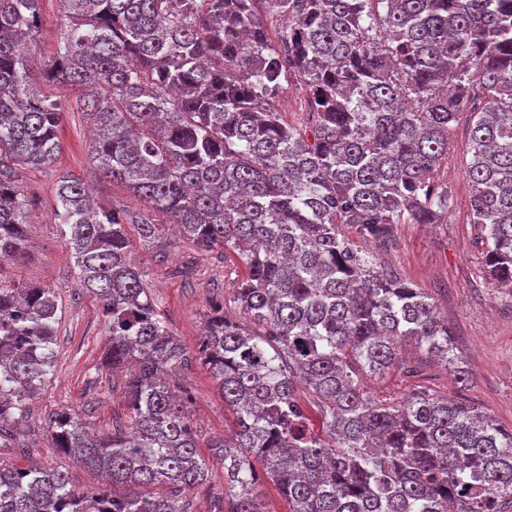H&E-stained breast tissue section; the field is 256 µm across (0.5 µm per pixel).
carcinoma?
I'll use <instances>...</instances> for the list:
<instances>
[{
    "mask_svg": "<svg viewBox=\"0 0 512 512\" xmlns=\"http://www.w3.org/2000/svg\"><path fill=\"white\" fill-rule=\"evenodd\" d=\"M40 2L0 0V262L27 255L21 172L61 150L65 103L33 87L24 54ZM60 2L67 30L45 82L82 92L98 169L141 204L106 208L63 175L53 209L102 310V365L125 371L126 423L99 433L73 408L55 413L54 447L101 487L0 462V512H190L212 474L193 397L173 382L194 361L234 416L211 445L224 467L211 512H268L262 475L288 512H504L512 427L425 391L388 405L364 389L420 374L402 359L409 339L430 363L457 359L430 296L355 239L385 251L397 225L448 213L440 173L467 112L473 223L488 279L512 296V0ZM262 5L287 20L275 42ZM290 75L309 90L299 125L274 106ZM127 224L146 243L173 224L193 259L246 266L195 349L156 311ZM57 328L55 289L0 283V448L53 372ZM152 485L163 493L140 492Z\"/></svg>",
    "mask_w": 512,
    "mask_h": 512,
    "instance_id": "1",
    "label": "carcinoma"
}]
</instances>
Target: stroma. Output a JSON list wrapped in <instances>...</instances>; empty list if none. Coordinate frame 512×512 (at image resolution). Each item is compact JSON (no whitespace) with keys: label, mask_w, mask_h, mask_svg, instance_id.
Wrapping results in <instances>:
<instances>
[{"label":"stroma","mask_w":512,"mask_h":512,"mask_svg":"<svg viewBox=\"0 0 512 512\" xmlns=\"http://www.w3.org/2000/svg\"><path fill=\"white\" fill-rule=\"evenodd\" d=\"M40 16V30L26 47L30 75L42 92L69 102L70 108L59 132L62 151L53 168L24 175L27 193L35 201L27 218L29 256L0 264V282L56 289L57 354L50 382L28 404L23 430L26 451L0 448V459L55 466L67 472L75 485L90 487L96 485V477L54 448L46 423L51 414L68 407L79 409L98 429L111 430L125 415L124 391L121 375L101 365L107 342L101 309L80 287L70 249L53 221L56 182L71 174L89 185L103 204L130 211L140 205L122 183L103 177L93 161L89 123L76 104L78 91L44 83L43 71L53 60L64 28L60 0H41ZM468 121V114H461L451 134L447 176L452 204L443 223L398 225L391 248L379 259L428 293L447 318L454 352L472 380L461 386L453 369L426 363L422 349L409 341L402 353L408 361L422 363L421 378L394 372L368 381L367 389L378 399L395 403L421 386L434 394L467 399L508 427L512 425V297L493 288L481 262L482 232L470 212ZM126 232L133 242L130 260L146 272L155 309L185 347L195 348L210 303L230 295L233 284L244 277V268L215 254L192 271L187 267L188 254L175 246L174 232H166L163 242L153 245L140 241L136 225H127ZM180 381L193 396L200 451L210 455L209 440L227 433L233 419L225 414L224 398L207 369L192 364L182 369ZM93 386L98 396H91Z\"/></svg>","instance_id":"stroma-1"}]
</instances>
